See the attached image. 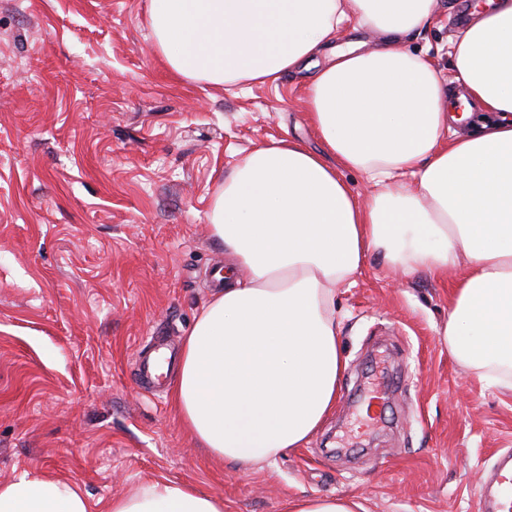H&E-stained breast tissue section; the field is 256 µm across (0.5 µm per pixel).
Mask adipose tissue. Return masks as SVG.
Returning <instances> with one entry per match:
<instances>
[{
	"instance_id": "1",
	"label": "adipose tissue",
	"mask_w": 512,
	"mask_h": 512,
	"mask_svg": "<svg viewBox=\"0 0 512 512\" xmlns=\"http://www.w3.org/2000/svg\"><path fill=\"white\" fill-rule=\"evenodd\" d=\"M441 0H149L155 47L177 78L244 87L311 72L308 108L324 149L262 145L217 186L211 238L224 286L185 339L173 395L191 437L242 470L300 448L336 406L346 368L334 315L371 255L404 274L459 267L442 339L464 367L512 388V0L470 9L449 43L460 99L403 47ZM369 30L336 47L344 28ZM486 113L453 130L454 107ZM375 185L357 199L339 168ZM0 512H93L74 483H0ZM108 512H224L222 498L156 480Z\"/></svg>"
}]
</instances>
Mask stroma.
Segmentation results:
<instances>
[{
	"instance_id": "1",
	"label": "stroma",
	"mask_w": 512,
	"mask_h": 512,
	"mask_svg": "<svg viewBox=\"0 0 512 512\" xmlns=\"http://www.w3.org/2000/svg\"><path fill=\"white\" fill-rule=\"evenodd\" d=\"M149 0H0V483L46 474L109 502L167 479L224 512L348 497L366 512H479L512 451V390L443 344L453 281L369 257L336 291L347 361L336 407L300 448L243 471L209 458L140 350L180 353L227 263L208 232L217 182L254 148L320 149L307 78L241 91L177 80ZM443 14L406 50L447 70L466 23Z\"/></svg>"
}]
</instances>
